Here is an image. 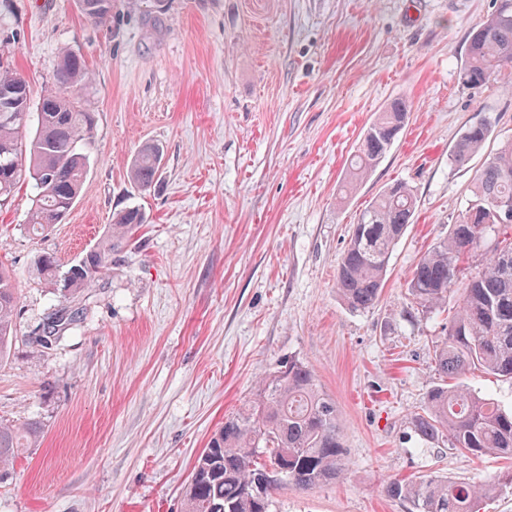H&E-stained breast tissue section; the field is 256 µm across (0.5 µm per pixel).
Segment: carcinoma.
I'll return each mask as SVG.
<instances>
[{"mask_svg": "<svg viewBox=\"0 0 512 512\" xmlns=\"http://www.w3.org/2000/svg\"><path fill=\"white\" fill-rule=\"evenodd\" d=\"M512 64V0L472 28L461 83L482 89L501 82ZM54 81L57 89L33 101L27 83L0 64V206L18 184L31 180L34 190L27 216L36 236L62 223L76 202L89 167L95 115L81 103L79 92L91 84L84 58L60 50ZM409 105L393 100L370 124L349 162L346 196L372 171L402 129ZM492 123L483 116L462 133L450 153V164L462 168L488 140ZM161 165L159 148L144 144L132 161L130 183L151 189ZM512 204V140L500 145L477 172L474 195L440 240L416 264L408 287L410 304L431 314L454 300L448 333L435 342L433 361L448 380L469 370L512 378V221L504 222L502 206ZM416 198L395 184L377 195L359 214L336 274L338 294L352 311H368L380 301L395 245L414 223ZM145 223L142 211L129 208L112 219L98 245L59 273L50 254L38 259L39 273L73 297L101 275L112 254L125 247L133 228ZM497 235L486 263L469 271L456 287L459 263ZM15 295L9 272L0 268V359L12 340ZM415 427L426 440L446 437L456 450L479 458L512 459V411L491 399L443 383L428 392ZM37 433L0 423V477L6 473L25 439ZM343 445L336 404L314 372L290 360L263 375L254 397L241 411L227 415L193 467L184 512H270L273 495L284 485L316 489L342 477ZM500 482L463 483L425 476L394 479L387 492L408 502L410 512H475L476 503L494 494Z\"/></svg>", "mask_w": 512, "mask_h": 512, "instance_id": "1", "label": "carcinoma"}]
</instances>
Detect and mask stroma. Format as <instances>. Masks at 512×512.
<instances>
[{
    "mask_svg": "<svg viewBox=\"0 0 512 512\" xmlns=\"http://www.w3.org/2000/svg\"><path fill=\"white\" fill-rule=\"evenodd\" d=\"M501 0H112L103 26L74 0H0V53L40 96L61 47L82 55L96 114L91 168L64 223L24 228L30 187L0 208V266L16 335L0 360V422L41 433L0 478V512H183L195 461L256 381L291 358L336 402L339 481L288 486L272 512H408L395 478L497 479L512 466L426 440L414 416L440 382L443 314L411 309L420 257L447 236L476 172L512 139V86L464 87L474 25ZM408 103L392 148L344 205L346 162L376 114ZM492 134L468 168L448 155L478 117ZM162 151L155 189H132L141 145ZM407 184L413 224L380 303L349 310L336 271L361 210ZM146 222L75 298L39 275L104 237L114 214ZM79 316L52 345L37 327Z\"/></svg>",
    "mask_w": 512,
    "mask_h": 512,
    "instance_id": "1",
    "label": "stroma"
}]
</instances>
